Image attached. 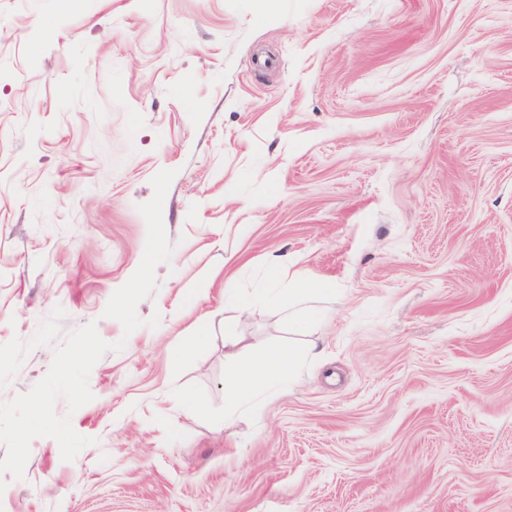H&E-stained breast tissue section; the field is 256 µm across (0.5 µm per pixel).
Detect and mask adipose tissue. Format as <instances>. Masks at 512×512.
<instances>
[{
    "label": "adipose tissue",
    "mask_w": 512,
    "mask_h": 512,
    "mask_svg": "<svg viewBox=\"0 0 512 512\" xmlns=\"http://www.w3.org/2000/svg\"><path fill=\"white\" fill-rule=\"evenodd\" d=\"M324 283L309 281L285 289L280 307L287 321L298 330L314 326L320 319L318 310L310 303L316 295L327 294ZM296 359L283 350L266 351L263 358L244 367H230L224 376V415H237L246 404L264 392L270 377L288 378Z\"/></svg>",
    "instance_id": "ef3b65f1"
}]
</instances>
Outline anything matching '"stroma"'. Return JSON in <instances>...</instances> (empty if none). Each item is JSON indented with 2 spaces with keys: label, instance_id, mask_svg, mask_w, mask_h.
I'll return each instance as SVG.
<instances>
[{
  "label": "stroma",
  "instance_id": "stroma-1",
  "mask_svg": "<svg viewBox=\"0 0 512 512\" xmlns=\"http://www.w3.org/2000/svg\"><path fill=\"white\" fill-rule=\"evenodd\" d=\"M275 262L333 289L308 330L224 296ZM58 307L126 345L0 512H512V0H0V344ZM264 347L298 369L226 419Z\"/></svg>",
  "mask_w": 512,
  "mask_h": 512
}]
</instances>
